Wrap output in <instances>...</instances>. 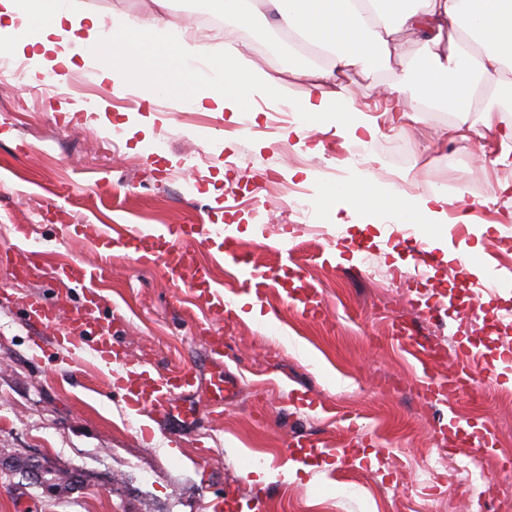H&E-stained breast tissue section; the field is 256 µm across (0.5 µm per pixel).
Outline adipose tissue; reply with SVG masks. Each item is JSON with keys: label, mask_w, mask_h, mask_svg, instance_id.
I'll return each instance as SVG.
<instances>
[{"label": "adipose tissue", "mask_w": 512, "mask_h": 512, "mask_svg": "<svg viewBox=\"0 0 512 512\" xmlns=\"http://www.w3.org/2000/svg\"><path fill=\"white\" fill-rule=\"evenodd\" d=\"M157 12L140 18L117 15L103 19L87 0H0V35L31 49L39 63L45 51L59 49V60L88 58L109 48L102 57L103 78L121 84L136 80L149 99L179 92L190 109L212 106L237 118L256 120L255 99L264 98L292 107L308 124L321 122L350 131H371L356 118L354 95L341 78L373 59L403 54L401 32L417 30L429 36L434 49L410 68V85H388L387 94L420 89L430 111L448 108L471 111L481 79L498 76L512 91V0H266L277 30L325 52V66L299 68L297 77L312 90L292 98L287 86L267 72L252 67L235 41L201 55L182 30L164 16L169 0H154ZM137 53H128L127 42ZM169 59L182 78L175 83L151 61L153 52ZM346 200L372 211H390L410 224L439 223L448 201L446 191L431 187L410 196L379 189L367 178L323 185L319 204L334 210Z\"/></svg>", "instance_id": "obj_1"}]
</instances>
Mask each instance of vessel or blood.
<instances>
[{
  "mask_svg": "<svg viewBox=\"0 0 512 512\" xmlns=\"http://www.w3.org/2000/svg\"><path fill=\"white\" fill-rule=\"evenodd\" d=\"M177 233L197 237L203 244L216 242L222 245L225 258L240 267L243 274L237 290L238 295L256 297L266 287V274L255 271L246 264L234 249V237L227 228L221 226L191 224L177 229L169 225L165 229L155 230L141 225H127L117 233L111 225L100 224L90 228L88 236L90 240L107 242L118 248L134 244L141 252L152 257H167L178 278L199 287L200 297L211 321L220 322L225 313L230 311L231 305L225 300L223 292L212 287L208 268L194 264L185 254L174 250L170 238ZM95 305V300L90 298L84 307L64 312L58 307L47 305L36 296L25 301L28 324L33 327L36 334L56 329L60 321L68 322L70 332L64 338L68 349L79 348L81 334L86 328H93L99 357L109 363H121L124 374L118 380L120 387L125 390L132 406L148 408L152 418L157 419L171 414L177 399L190 398L197 392L200 376L196 366L186 365L166 374H155L142 364L121 359L112 345L111 325L102 323L95 326L91 323ZM203 345L206 358L214 369L210 380L211 403L214 407L220 408L224 405L225 397L232 395L235 387L233 379L224 370V339L220 336H210L204 340ZM477 358L475 352H464L459 358L457 371L442 380L435 379L430 372H422L415 383L418 393L427 402L433 403L468 390L472 385V365Z\"/></svg>",
  "mask_w": 512,
  "mask_h": 512,
  "instance_id": "vessel-or-blood-1",
  "label": "vessel or blood"
}]
</instances>
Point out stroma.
Masks as SVG:
<instances>
[{"label":"stroma","mask_w":512,"mask_h":512,"mask_svg":"<svg viewBox=\"0 0 512 512\" xmlns=\"http://www.w3.org/2000/svg\"><path fill=\"white\" fill-rule=\"evenodd\" d=\"M256 8L241 49L301 97L307 84L289 75L299 55L274 40L266 0ZM403 49L344 81L377 121L371 177L409 195L447 190L449 223L467 227L419 257L421 230L388 212H318L310 230L282 233L289 188L312 194L354 173L356 143L337 129L275 122L274 105L261 100L252 122L186 109L174 96L151 103L80 58L85 83L68 99L33 94L42 72L0 84V292L8 294L0 300V512H213L229 491L234 512H448L447 479L422 476L442 456L512 487V465L499 462L501 443L512 442V321L492 318L512 311V193L499 189L512 181V151L497 133L512 112L495 113L488 128L460 112L418 111L415 92L404 100L406 118L390 124L380 85L406 80L408 62L428 52L421 37L404 38ZM63 224H232L238 249L271 280L254 303L212 325L164 261L143 264L79 233L63 240ZM174 243L210 266L225 295L238 288V270L217 249ZM15 244L38 253L24 277L10 258ZM475 246L503 287L476 293L477 275L459 263ZM66 263L105 269L93 283L96 315L111 322L120 353L155 372L197 365L191 418H163L142 432L147 415L117 386L119 367L29 332L23 297L83 304L81 289L56 277ZM396 270L402 282L392 288ZM395 320L442 350L439 370L455 368L458 347L477 351L475 392L447 406L425 403L415 362L391 334ZM206 336L223 337L224 367L237 382L219 413ZM489 365L498 379H488ZM451 407L464 420L455 431L446 426ZM297 437L340 453L295 461ZM258 454L259 471L250 463ZM25 460L38 464L40 479L22 469Z\"/></svg>","instance_id":"stroma-1"}]
</instances>
